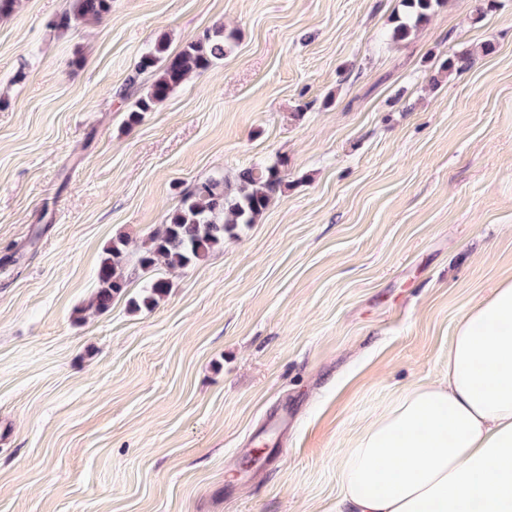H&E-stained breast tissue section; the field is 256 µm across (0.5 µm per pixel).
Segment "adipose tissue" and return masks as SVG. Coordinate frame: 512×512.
<instances>
[{
  "label": "adipose tissue",
  "mask_w": 512,
  "mask_h": 512,
  "mask_svg": "<svg viewBox=\"0 0 512 512\" xmlns=\"http://www.w3.org/2000/svg\"><path fill=\"white\" fill-rule=\"evenodd\" d=\"M337 512H512V277L459 321L447 377L345 450Z\"/></svg>",
  "instance_id": "1"
}]
</instances>
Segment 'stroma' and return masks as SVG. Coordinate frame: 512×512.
Returning <instances> with one entry per match:
<instances>
[{"label": "stroma", "mask_w": 512, "mask_h": 512, "mask_svg": "<svg viewBox=\"0 0 512 512\" xmlns=\"http://www.w3.org/2000/svg\"><path fill=\"white\" fill-rule=\"evenodd\" d=\"M69 5L0 17V512H336L344 449L447 375L512 276V0H440L399 41L401 0H112L51 27ZM219 26L232 51L128 125L141 56ZM253 166L282 178L255 223L137 266L184 189ZM118 237L128 287L90 312ZM112 9V0H71L70 7L53 21V27L68 30L89 18H101ZM170 288V283L164 278H159L152 281L145 293L138 298H131L129 303L134 310H139L142 307L151 308L157 305L159 299L164 297Z\"/></svg>", "instance_id": "stroma-1"}]
</instances>
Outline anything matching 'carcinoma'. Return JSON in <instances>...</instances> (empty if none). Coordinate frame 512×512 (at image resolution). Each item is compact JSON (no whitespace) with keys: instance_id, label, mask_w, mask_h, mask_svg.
Listing matches in <instances>:
<instances>
[{"instance_id":"1","label":"carcinoma","mask_w":512,"mask_h":512,"mask_svg":"<svg viewBox=\"0 0 512 512\" xmlns=\"http://www.w3.org/2000/svg\"><path fill=\"white\" fill-rule=\"evenodd\" d=\"M407 8L405 19L393 31V38L404 39L423 23L440 0H403ZM112 9V0H71L70 7L53 21V27L68 30L89 18H101ZM235 37L217 30L202 38L187 41L175 55L165 54V45L159 41L154 50L142 56L136 76L147 71L156 72V79L146 95L136 98L128 109V123L136 124L144 112H150L175 88L184 83L189 73L205 71L224 59L231 51ZM279 172L269 167L243 169L238 186L230 188L222 177L199 180L185 191L178 206L171 211L166 222L153 233L150 246L138 257L142 269L164 263L170 268H184L200 262L216 249L224 247L225 237L242 224H253L270 205L280 189ZM127 264L126 242L119 237L105 249L98 271V288L93 305L99 312L112 307L114 299L128 286L125 277ZM170 288L164 278L152 281L145 293L130 299L133 309L157 305Z\"/></svg>"}]
</instances>
